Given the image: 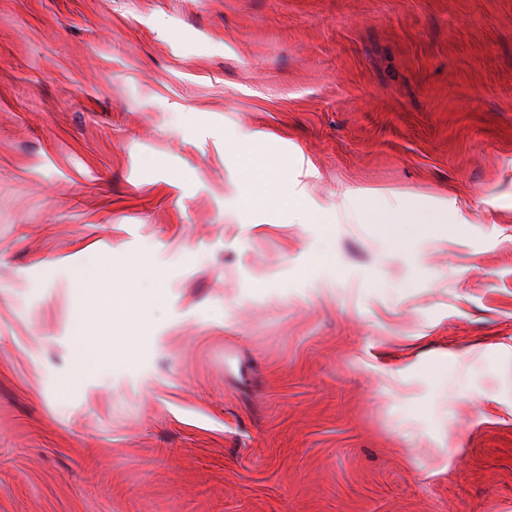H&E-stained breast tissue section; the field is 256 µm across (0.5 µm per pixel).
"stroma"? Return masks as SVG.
<instances>
[{
	"instance_id": "1",
	"label": "stroma",
	"mask_w": 512,
	"mask_h": 512,
	"mask_svg": "<svg viewBox=\"0 0 512 512\" xmlns=\"http://www.w3.org/2000/svg\"><path fill=\"white\" fill-rule=\"evenodd\" d=\"M0 512H512V0H0ZM364 194L369 197L383 200L387 198H393L397 202V205H388L381 210L382 216H380V224H401L400 222L404 220H413L412 213H410L408 210H405L400 204L401 195L392 193L391 195L387 196L385 194L378 193L376 190H372ZM116 277L125 278V274L113 273L112 277V273H108L91 288L96 301V315L82 310L75 312L70 332L83 351L85 347L93 350L94 358L107 354L130 360L137 349V326L126 304L112 288ZM117 324L124 329L121 335L116 332Z\"/></svg>"
}]
</instances>
